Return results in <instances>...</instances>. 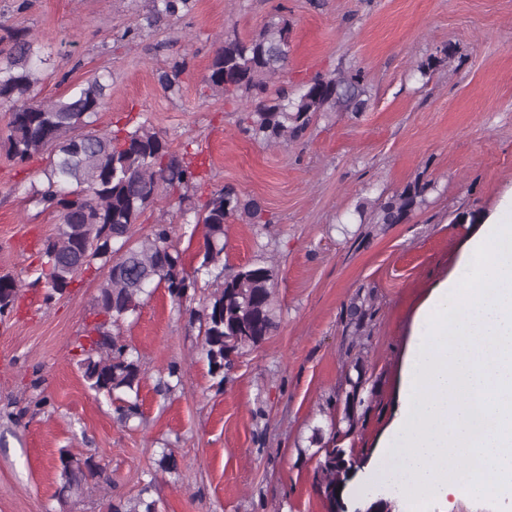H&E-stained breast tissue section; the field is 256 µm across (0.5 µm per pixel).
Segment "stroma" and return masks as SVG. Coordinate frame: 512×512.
<instances>
[{
	"mask_svg": "<svg viewBox=\"0 0 512 512\" xmlns=\"http://www.w3.org/2000/svg\"><path fill=\"white\" fill-rule=\"evenodd\" d=\"M152 0H0V22L29 30L47 60L43 100L107 74L97 128L146 124L171 149L203 150V193L232 187L271 222L225 226L230 265L275 271L278 327L244 350L216 388L189 318L209 293L207 275L183 299L155 288L116 334L135 348L144 377L143 418L121 425L117 403L89 389L79 369L104 275L88 271L46 300L30 255L55 235L56 214L32 201L46 156L21 167L0 150V277L22 285L0 319V512H106L154 481L158 512H331L315 487L314 427L343 415L336 395L354 364L367 382L342 444L370 467L393 419L418 310L455 268L476 223L512 201V0H191L178 17L148 24ZM287 19L292 51L275 85L361 69L364 111L321 116L304 139L270 145L245 133L242 107L203 84L225 31L243 40ZM437 64L428 73V58ZM175 75L165 91L161 75ZM433 185L405 222L361 223L409 182ZM176 229L186 271L199 267L204 229L178 201L160 197L136 236L156 220ZM373 295L362 351L346 310ZM177 368L167 395L158 380ZM178 461L157 465L162 449ZM94 457L111 487L88 483L55 496L60 451Z\"/></svg>",
	"mask_w": 512,
	"mask_h": 512,
	"instance_id": "obj_1",
	"label": "stroma"
}]
</instances>
